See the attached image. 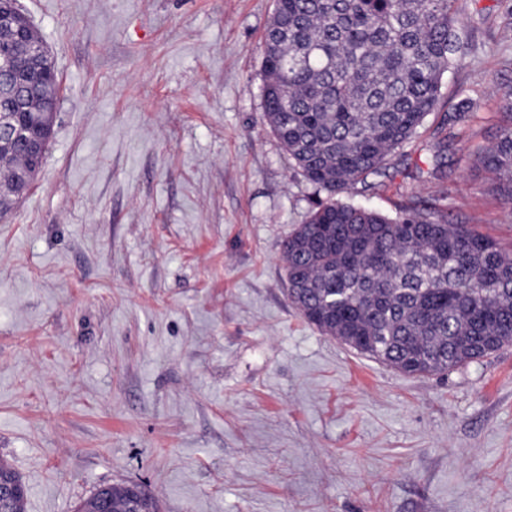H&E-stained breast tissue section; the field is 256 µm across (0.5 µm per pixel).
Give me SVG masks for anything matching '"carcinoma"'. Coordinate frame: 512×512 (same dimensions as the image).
<instances>
[{
	"label": "carcinoma",
	"mask_w": 512,
	"mask_h": 512,
	"mask_svg": "<svg viewBox=\"0 0 512 512\" xmlns=\"http://www.w3.org/2000/svg\"><path fill=\"white\" fill-rule=\"evenodd\" d=\"M457 0H274L264 39L265 117L326 198L283 243L288 299L323 335L398 371L444 375L512 344V250L423 209L391 217L336 198L377 173L434 111L463 45ZM58 77L19 84L24 129L51 138ZM481 167L512 203V107ZM41 159L5 168L17 181ZM134 485H101L76 512H159ZM27 491L0 499L25 512Z\"/></svg>",
	"instance_id": "1"
}]
</instances>
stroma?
Masks as SVG:
<instances>
[{
  "mask_svg": "<svg viewBox=\"0 0 512 512\" xmlns=\"http://www.w3.org/2000/svg\"><path fill=\"white\" fill-rule=\"evenodd\" d=\"M20 6L60 84L46 161L0 221V461L26 512L123 482L160 512H512V346L410 376L288 299L282 244L318 195L265 119L273 0ZM457 8L437 107L340 198L510 249L473 153L512 102V0Z\"/></svg>",
  "mask_w": 512,
  "mask_h": 512,
  "instance_id": "1",
  "label": "stroma"
}]
</instances>
